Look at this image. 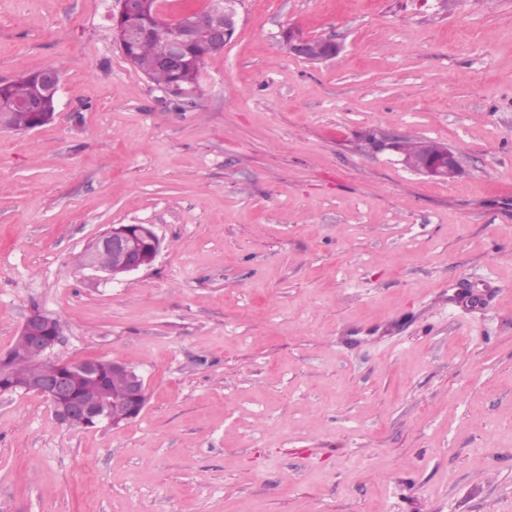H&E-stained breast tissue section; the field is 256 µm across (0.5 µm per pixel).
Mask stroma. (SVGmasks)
I'll list each match as a JSON object with an SVG mask.
<instances>
[{
  "mask_svg": "<svg viewBox=\"0 0 512 512\" xmlns=\"http://www.w3.org/2000/svg\"><path fill=\"white\" fill-rule=\"evenodd\" d=\"M113 5L0 0V82L60 74L52 122L0 129V354L50 314L52 359L148 400L78 430L0 395V512H512V0H244L189 98ZM291 26L343 50L295 58ZM114 224L161 250L113 282L78 258ZM373 143L371 135L365 137V144L368 148L373 145L374 151H383L386 149L399 152L402 157H414L423 151L438 152L446 144L423 139H411L402 136L399 140V135L394 132H386L384 130H374L372 132ZM399 140V141H398ZM399 142V143H398ZM398 144V145H397ZM397 146V149H396ZM401 161L410 171L433 180H450L462 172L459 155L451 146L422 160Z\"/></svg>",
  "mask_w": 512,
  "mask_h": 512,
  "instance_id": "stroma-1",
  "label": "stroma"
}]
</instances>
